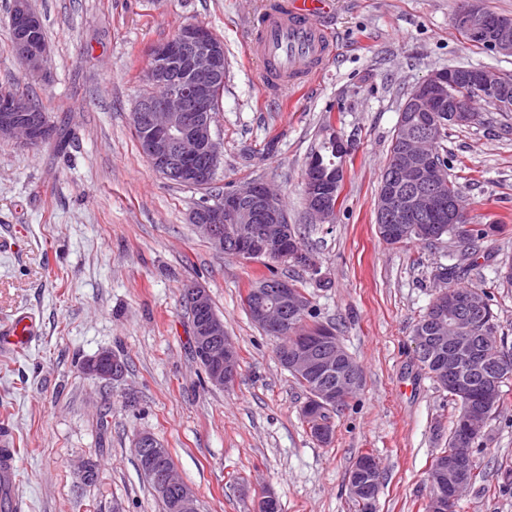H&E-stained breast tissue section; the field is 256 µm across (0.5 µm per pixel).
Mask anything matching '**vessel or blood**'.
Returning a JSON list of instances; mask_svg holds the SVG:
<instances>
[{
    "label": "vessel or blood",
    "mask_w": 512,
    "mask_h": 512,
    "mask_svg": "<svg viewBox=\"0 0 512 512\" xmlns=\"http://www.w3.org/2000/svg\"><path fill=\"white\" fill-rule=\"evenodd\" d=\"M323 0H274L260 16L251 50L261 63L260 81L270 94L308 78L333 54L334 41L320 22ZM29 317L18 316L0 332V350L22 351L31 341ZM13 435L0 430V512H22L11 494L19 466Z\"/></svg>",
    "instance_id": "1"
}]
</instances>
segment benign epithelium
<instances>
[{
    "label": "benign epithelium",
    "instance_id": "obj_1",
    "mask_svg": "<svg viewBox=\"0 0 512 512\" xmlns=\"http://www.w3.org/2000/svg\"><path fill=\"white\" fill-rule=\"evenodd\" d=\"M455 25L494 54L512 55V19L493 18L476 0H462L454 15ZM40 20L29 0H14L11 34L14 54L23 68L39 72L46 51L38 40ZM469 87L471 94L486 99L494 112H512V79L486 68L468 67L452 73L437 70L406 100L398 124L400 142L386 162L382 188L375 212L385 233L396 236L405 225L437 217L450 224L461 223L460 205L449 202L440 189L436 155L425 150L423 140L441 132L444 122L419 125L416 112L449 111V121L469 125L477 121L465 99L449 96L452 76ZM224 43L207 27L189 23L173 38L156 43L148 52L144 78L148 93L133 107V128L140 131L141 152L163 177L187 186H210L221 160L220 143L213 123L218 98L224 86ZM51 124L47 117L11 96L0 98V140H18L30 147L47 139ZM344 179V168L325 176L318 161L310 159L305 174V209L312 224H332ZM193 222L211 243L240 259H291L304 266L311 260L293 241V227L281 194L263 181H251L224 192V199L203 205L193 212ZM249 310L252 320L265 331L283 336L299 318L306 304L285 279L253 289ZM413 332L417 358L439 369L460 395H467L474 374L490 371L481 378L485 397L492 401L500 381L512 369V354L479 346L467 336L466 319L482 314L483 304L472 296L444 299ZM188 307L199 321L193 324L194 357L207 366L209 382L218 388L230 384L238 372V351L224 335V320L213 310L207 289L194 283L185 292ZM280 364L296 375L315 380L310 400L303 411L315 415L339 407L362 386V372L353 358L328 329L318 336H297L281 344ZM84 373L94 379L112 381L122 377L123 364L110 351L102 350L82 363ZM485 423L479 415L463 412L455 448L448 460L433 469L437 492L428 501V512H454L453 504L469 487V469L474 459L472 443L486 439ZM134 447L142 468L150 473L160 495H170L175 512H199L192 488L175 469L165 465V446L151 433L140 434Z\"/></svg>",
    "mask_w": 512,
    "mask_h": 512
}]
</instances>
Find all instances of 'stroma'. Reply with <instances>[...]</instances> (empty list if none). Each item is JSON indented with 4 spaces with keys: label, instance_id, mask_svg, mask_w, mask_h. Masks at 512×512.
I'll return each mask as SVG.
<instances>
[{
    "label": "stroma",
    "instance_id": "stroma-1",
    "mask_svg": "<svg viewBox=\"0 0 512 512\" xmlns=\"http://www.w3.org/2000/svg\"><path fill=\"white\" fill-rule=\"evenodd\" d=\"M267 2L31 0L47 57L30 75L13 57L11 0H0V86L37 99L65 139L37 149L0 140V330L22 314L36 327L23 351L0 353V419L20 448L14 491L30 512H163L135 455L142 432L170 450L200 512H251L268 490L281 512H356L347 476L365 453L381 464L375 512H424L426 473L454 406L417 361L412 331L457 248L450 236L387 244L375 201L414 87L453 67L512 75V56L465 39L453 24L459 0H327L333 58L272 99L246 53ZM187 23L224 42L222 159L208 190L159 175L131 124L149 47ZM330 127L352 152L334 223L313 224L305 163ZM441 152L470 221L503 227L471 257L465 283L491 293L496 334L512 343V287L496 278L498 263L512 259V112L448 127ZM253 180L279 190L315 262L281 263L278 272L303 281L320 321L363 371L326 445L309 434L306 396L278 363L276 338L245 310L268 259L226 255L191 222L196 208ZM189 283L208 290L237 347L238 376L226 388L212 387L191 353ZM101 350L125 361L121 378L83 372ZM504 391L487 422L491 441L474 452L484 478L462 494L458 512H512V381ZM82 460L97 463L96 486L82 484Z\"/></svg>",
    "mask_w": 512,
    "mask_h": 512
}]
</instances>
